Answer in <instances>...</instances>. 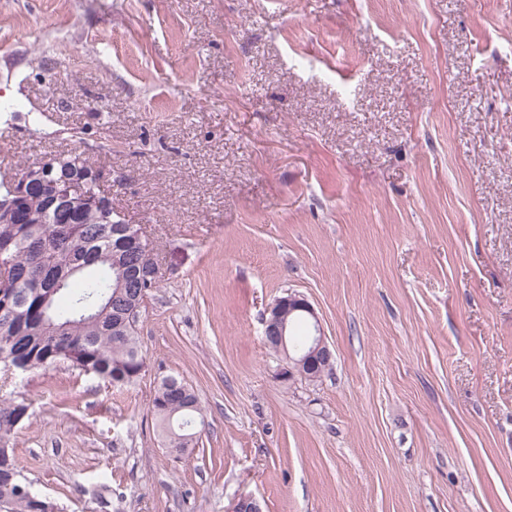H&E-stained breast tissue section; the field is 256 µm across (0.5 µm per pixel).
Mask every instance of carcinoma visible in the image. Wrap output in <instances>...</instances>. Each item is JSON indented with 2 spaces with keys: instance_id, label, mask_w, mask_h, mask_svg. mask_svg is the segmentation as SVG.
<instances>
[{
  "instance_id": "cac0c4a2",
  "label": "carcinoma",
  "mask_w": 512,
  "mask_h": 512,
  "mask_svg": "<svg viewBox=\"0 0 512 512\" xmlns=\"http://www.w3.org/2000/svg\"><path fill=\"white\" fill-rule=\"evenodd\" d=\"M61 168L81 169L88 159L74 148L54 155ZM85 197L80 224H66L64 217L43 211L41 192L33 189L18 198V212L32 219L27 224H1L0 245L14 264L4 288H15L18 303L13 311L0 313V366L20 360L26 371L45 370L68 363L84 373L114 384L134 382L146 368V357L139 341V326L124 332L112 330V316L136 299L149 296L157 282H129L116 287L121 267L137 266L140 255L134 251L115 254L116 230L100 221L104 204L112 196L89 180L83 184ZM50 298L54 313L52 329L28 332L33 313ZM301 324L300 314L290 316L285 344L271 342L275 354L294 352L303 343L294 334ZM12 399L0 400V442L13 439L16 423L12 418ZM153 413L169 432L168 447L185 452L196 441L198 428L206 426L204 408L186 383L172 377L163 379L151 399ZM12 472L0 475V512H29L31 501L19 495V487L32 489L21 477L16 460Z\"/></svg>"
}]
</instances>
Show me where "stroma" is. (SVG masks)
<instances>
[{"label": "stroma", "instance_id": "1", "mask_svg": "<svg viewBox=\"0 0 512 512\" xmlns=\"http://www.w3.org/2000/svg\"><path fill=\"white\" fill-rule=\"evenodd\" d=\"M78 146L163 278L146 368L0 382L64 512H512V0H0V177ZM334 358L285 379L288 292ZM208 425L169 452L165 377ZM295 312H303L309 318L312 328V337L309 351L296 362L294 368L288 367V377L297 375L296 369L302 371V368H310L323 359L329 360L332 356L328 345L325 343L324 334L321 331V326L313 307L305 298L296 293H289L286 297H280L268 307L267 313L263 318V336H265V340L267 338L269 341L271 338L276 339L281 336V340L283 341V336H285V344L282 347L269 341V344H267L268 348L276 355L284 353L286 359H288V356L291 358H299L300 354L296 352L294 348L301 345L306 336L302 339V336L294 334L295 328L301 324V313ZM289 316L290 324L288 326L287 318ZM289 350L294 353L293 356L290 355ZM286 352H288V356ZM333 363L332 357L328 364L322 363L320 368L310 379L306 378L304 380L317 381L323 376L328 375L333 369Z\"/></svg>", "mask_w": 512, "mask_h": 512}]
</instances>
